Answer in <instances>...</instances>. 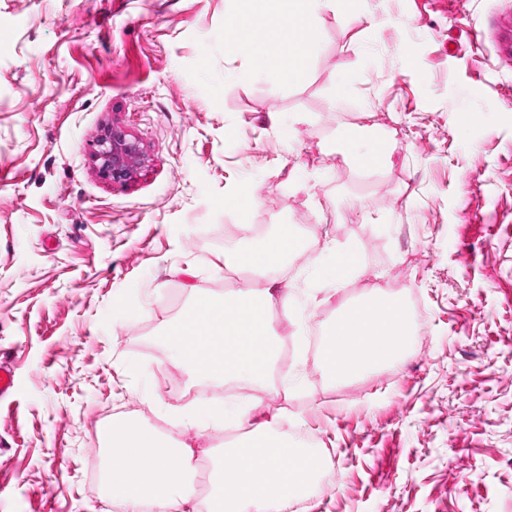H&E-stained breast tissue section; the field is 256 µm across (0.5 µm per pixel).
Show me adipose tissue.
Wrapping results in <instances>:
<instances>
[{
	"mask_svg": "<svg viewBox=\"0 0 512 512\" xmlns=\"http://www.w3.org/2000/svg\"><path fill=\"white\" fill-rule=\"evenodd\" d=\"M346 13V0H237L224 47L238 52L257 46L270 52L288 43V61L275 71L279 81L305 80L308 64L320 48L317 19L322 11ZM300 241L292 225H281L266 241L225 253L226 266L269 270L296 252ZM290 295L269 288L195 293L191 306L169 322L160 339L175 362L202 379L227 383L245 380L256 393L245 418L251 419L270 386L278 357L279 327L275 306L291 309ZM410 329L403 302L384 294L348 306L326 327L317 367L329 380L357 375L398 359ZM294 465L281 470L283 454ZM196 452L188 443L170 446L158 431L133 420L112 425V452L106 465L107 491L121 512H284L287 504L307 498L321 466L319 458L292 448L274 423L251 429L208 462L210 495L199 500L195 486ZM265 467H257V459Z\"/></svg>",
	"mask_w": 512,
	"mask_h": 512,
	"instance_id": "1",
	"label": "adipose tissue"
}]
</instances>
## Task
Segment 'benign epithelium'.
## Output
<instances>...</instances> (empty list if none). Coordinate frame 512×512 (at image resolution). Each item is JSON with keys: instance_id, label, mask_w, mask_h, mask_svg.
<instances>
[{"instance_id": "benign-epithelium-1", "label": "benign epithelium", "mask_w": 512, "mask_h": 512, "mask_svg": "<svg viewBox=\"0 0 512 512\" xmlns=\"http://www.w3.org/2000/svg\"><path fill=\"white\" fill-rule=\"evenodd\" d=\"M92 161L98 174L114 183H127L147 163V152L134 136L118 126L103 128L94 144Z\"/></svg>"}]
</instances>
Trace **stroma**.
Instances as JSON below:
<instances>
[{
    "label": "stroma",
    "instance_id": "obj_1",
    "mask_svg": "<svg viewBox=\"0 0 512 512\" xmlns=\"http://www.w3.org/2000/svg\"><path fill=\"white\" fill-rule=\"evenodd\" d=\"M235 7L0 0V512H119L87 469L117 420L223 448L210 416L240 403L157 336L195 291L234 290L225 250L283 224L301 252L253 280L311 327L383 291L419 308L399 362L333 382L308 351L274 375L258 417L333 451L332 483L285 512H512V0L323 11L293 85L226 52ZM109 124L149 156L124 185L91 160ZM347 133L390 164L344 161ZM330 240L362 255L336 288Z\"/></svg>",
    "mask_w": 512,
    "mask_h": 512
}]
</instances>
